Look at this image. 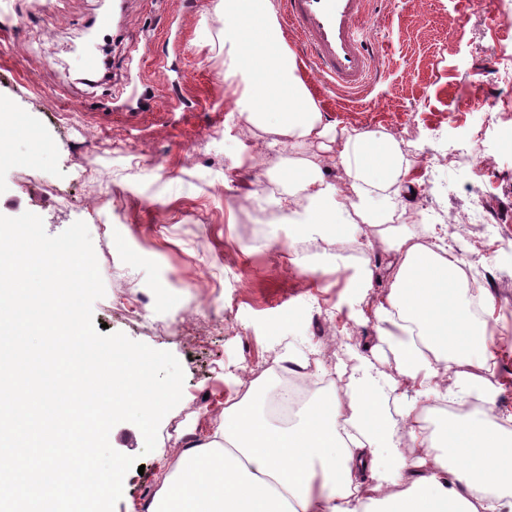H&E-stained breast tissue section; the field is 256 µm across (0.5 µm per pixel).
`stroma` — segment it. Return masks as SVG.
Returning <instances> with one entry per match:
<instances>
[{"instance_id": "1", "label": "stroma", "mask_w": 512, "mask_h": 512, "mask_svg": "<svg viewBox=\"0 0 512 512\" xmlns=\"http://www.w3.org/2000/svg\"><path fill=\"white\" fill-rule=\"evenodd\" d=\"M122 3L107 20L99 0H0V124L22 129L11 158L0 157V215L32 212L52 236L84 221L105 285L95 324L182 365L183 397L151 453L132 423L109 434L138 459L115 508L135 512L174 449L209 434L238 400L243 363L326 350L348 376L354 351L389 371L363 310L388 291L392 256L363 230L375 271L364 290L348 242L320 226L300 236L283 219L257 234L250 208L287 195L288 162L309 149L262 151L263 131L243 133L224 81L236 43L215 0ZM506 12L512 0H382L365 23L378 82L349 97L307 66L299 73L330 131L403 133L406 224L469 255L475 277L461 299L483 312L493 354L483 374L501 391L499 409L512 411V155L498 152L485 118L491 97L498 124L512 126ZM91 56L104 67L89 71ZM475 204L483 223H448ZM122 286L145 293L142 320L113 310Z\"/></svg>"}]
</instances>
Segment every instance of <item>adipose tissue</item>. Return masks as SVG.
I'll return each instance as SVG.
<instances>
[{
  "label": "adipose tissue",
  "mask_w": 512,
  "mask_h": 512,
  "mask_svg": "<svg viewBox=\"0 0 512 512\" xmlns=\"http://www.w3.org/2000/svg\"><path fill=\"white\" fill-rule=\"evenodd\" d=\"M215 11L256 49L252 57L239 54L224 64L225 79L252 75L234 90L245 123L271 135L275 146L321 145L328 131L283 42L273 0H218ZM278 98L284 105L271 125L262 104ZM336 139L343 184L326 182L306 159L297 185L308 201L306 223H333L352 235L365 225L376 228L395 258L388 293L374 310L396 371L389 390L398 391L404 379L430 386L445 367L454 380L447 398L477 393L494 405L498 391L481 374L486 360L472 349L484 327L446 329L464 285L454 248L441 238L424 243L393 221L389 201L402 196L409 169L398 143L381 131L354 129L341 130ZM373 369L370 359L359 357L344 400L276 431L253 403L264 381H251L206 440L183 448L165 466L145 512H512L511 460L495 467L491 485L448 462L452 448L492 454L511 447L512 430L486 415H470L446 424V442L403 449L398 425L418 416L420 405L403 404L393 415L374 410ZM343 411L356 431L349 448L336 438L335 419ZM379 446L386 461L376 456Z\"/></svg>",
  "instance_id": "obj_1"
}]
</instances>
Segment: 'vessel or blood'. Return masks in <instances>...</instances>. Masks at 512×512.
Listing matches in <instances>:
<instances>
[{
  "instance_id": "1",
  "label": "vessel or blood",
  "mask_w": 512,
  "mask_h": 512,
  "mask_svg": "<svg viewBox=\"0 0 512 512\" xmlns=\"http://www.w3.org/2000/svg\"><path fill=\"white\" fill-rule=\"evenodd\" d=\"M373 0H282L287 24L325 88L355 90L372 74L364 23Z\"/></svg>"
}]
</instances>
